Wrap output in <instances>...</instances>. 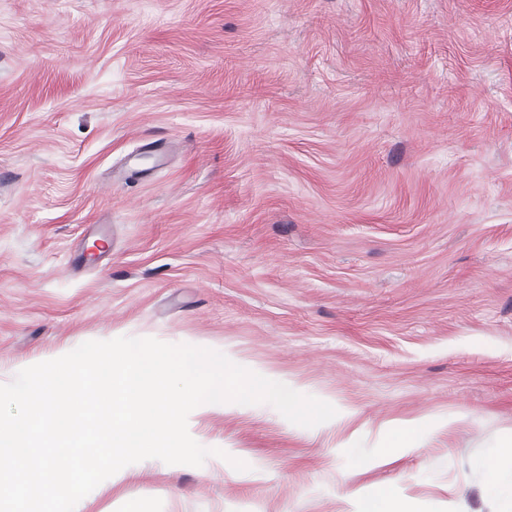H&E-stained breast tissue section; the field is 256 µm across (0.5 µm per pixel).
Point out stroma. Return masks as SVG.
<instances>
[{
  "label": "stroma",
  "instance_id": "1",
  "mask_svg": "<svg viewBox=\"0 0 512 512\" xmlns=\"http://www.w3.org/2000/svg\"><path fill=\"white\" fill-rule=\"evenodd\" d=\"M121 336L337 414L201 411L247 470L144 460L81 512H491L512 0H0V384Z\"/></svg>",
  "mask_w": 512,
  "mask_h": 512
}]
</instances>
